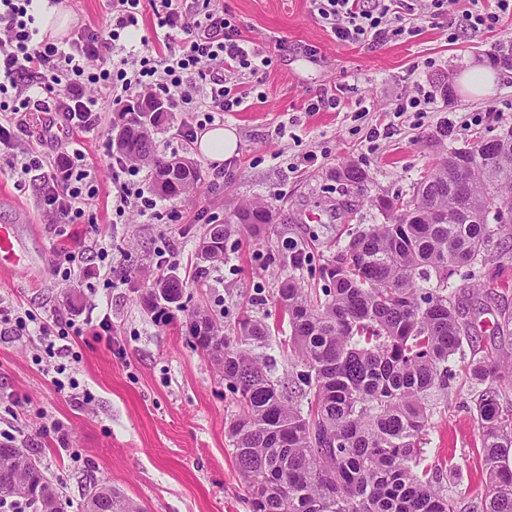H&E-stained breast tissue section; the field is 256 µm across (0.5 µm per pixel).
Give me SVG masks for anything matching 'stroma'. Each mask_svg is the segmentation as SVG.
<instances>
[{
    "label": "stroma",
    "instance_id": "stroma-1",
    "mask_svg": "<svg viewBox=\"0 0 512 512\" xmlns=\"http://www.w3.org/2000/svg\"><path fill=\"white\" fill-rule=\"evenodd\" d=\"M220 3L272 64L262 76L264 98L250 97L246 109L225 113L239 148L221 163L182 148L179 131L190 115L178 92L168 94L167 119L154 134L157 152L196 161L204 175L197 193L158 198L143 216H117L106 155L117 111L103 112L98 128L77 137L56 130L52 143L42 138L51 120L43 112L30 128L32 150L52 157L78 144L96 169L98 187L79 218L47 224L40 173L19 176L12 150L0 145V225H14L22 254L18 266L0 271V307L33 311L49 324L66 317L81 327L57 358L76 383L61 392L39 340L0 322V443L33 449L60 484L65 512H82L90 490L102 483L144 512H250L228 434L239 407L222 373L191 342L187 315L205 310L232 336L239 318L253 313L271 330L265 353L276 376L294 378L289 331L278 321L280 279L292 272L305 287L322 288L318 268L333 248L347 244L350 233L384 223L373 199L410 196L443 148L512 129L511 68L498 67L493 91L482 97L463 94L457 84L467 65L512 49V14L473 36L463 29L473 0H453L447 14L419 19L416 36L371 46L337 42L309 0ZM418 83L433 92V111H396L398 99ZM337 85L344 108L307 111L310 99ZM345 163L369 173L365 196L346 193L337 181L335 171ZM252 202L269 204L273 222L256 234L233 235L223 262L201 264L197 248L207 226ZM293 248L309 257L297 272L289 265ZM74 250L84 256L66 279L59 267L64 252ZM173 273L183 283L181 305L158 323L137 290ZM454 282L481 287L469 318L485 347L512 355V335L497 331L503 313L512 314V255L495 249L481 280L460 274ZM104 318L106 331L99 326ZM475 393L457 374L425 446L426 463L454 512H481L485 471L472 421ZM53 424L60 433L50 432Z\"/></svg>",
    "mask_w": 512,
    "mask_h": 512
}]
</instances>
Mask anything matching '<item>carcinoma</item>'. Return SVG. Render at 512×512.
I'll return each instance as SVG.
<instances>
[{
	"mask_svg": "<svg viewBox=\"0 0 512 512\" xmlns=\"http://www.w3.org/2000/svg\"><path fill=\"white\" fill-rule=\"evenodd\" d=\"M164 113L124 118L113 146L134 165L154 170L164 196L195 193L204 181L191 159L156 155L152 132ZM346 191L364 195L369 173L336 170ZM512 207V140L500 135L450 147L407 197L376 200L385 216L355 235L319 269L328 287L316 291L290 275L276 302L288 317L298 389L274 376L258 349L268 337L259 318L244 317L234 337L203 310L194 346L224 375L240 407L228 432L235 466L252 512H454L441 481L423 465V440L435 408L430 396L448 391L456 355L471 356L465 375L480 392L474 422L483 452L486 493L481 512H512V356L477 355L481 338L467 319L465 289L451 279L486 268L492 249L512 238L490 219L491 204ZM266 203L239 209L204 255L221 262L238 227L270 224ZM183 283L170 276L142 295L154 320L166 321ZM57 512L62 500L40 461L17 445L0 444V504ZM83 512H139L112 487L89 492Z\"/></svg>",
	"mask_w": 512,
	"mask_h": 512,
	"instance_id": "1",
	"label": "carcinoma"
}]
</instances>
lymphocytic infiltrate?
Here are the masks:
<instances>
[{"instance_id":"obj_1","label":"lymphocytic infiltrate","mask_w":512,"mask_h":512,"mask_svg":"<svg viewBox=\"0 0 512 512\" xmlns=\"http://www.w3.org/2000/svg\"><path fill=\"white\" fill-rule=\"evenodd\" d=\"M34 0H0V143L25 133L36 112L55 113L68 132H87L103 110L120 106L133 94H151L194 86L196 117L181 137L198 133L225 113L237 111L248 97L243 81L267 69L264 48L244 39L232 19L213 0H161L157 27L160 46H147L113 60L122 32L138 26L144 0H108L105 29L84 25L64 40L41 35L31 13ZM420 0H310L334 38L342 43L382 44L413 33ZM115 212L127 208L147 213L154 198L133 183L138 170L116 159ZM21 174L42 171L40 196L51 224L65 223L94 198L95 172L82 150L58 152L53 162L23 150Z\"/></svg>"}]
</instances>
